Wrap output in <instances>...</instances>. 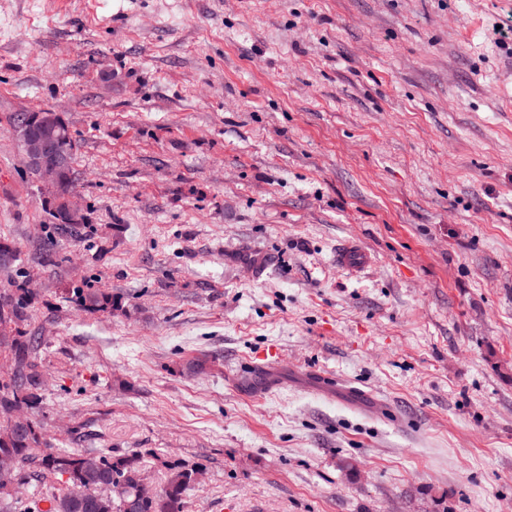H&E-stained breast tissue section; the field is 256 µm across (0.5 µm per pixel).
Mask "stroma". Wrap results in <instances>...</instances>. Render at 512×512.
I'll return each mask as SVG.
<instances>
[{
    "label": "stroma",
    "mask_w": 512,
    "mask_h": 512,
    "mask_svg": "<svg viewBox=\"0 0 512 512\" xmlns=\"http://www.w3.org/2000/svg\"><path fill=\"white\" fill-rule=\"evenodd\" d=\"M0 241L54 447L202 466L184 512H512V0H0ZM27 120L13 128L15 136L19 140L22 148L25 167L32 170L29 172L31 176L34 178L37 175L41 185L47 188V202L60 208L62 221L67 224H57L56 221H58L59 217L49 208L51 217L55 220V224L60 226L62 230L72 227V224L85 223V216L74 204L75 189L64 182L61 176L63 168L67 165H70L72 168L74 167L76 149L71 159L69 156L74 139L68 132V124L60 114L61 123L59 125L62 127L65 134L60 143V148L69 156L58 152L51 138L30 134L27 129ZM372 262V257L356 242L350 241L336 252V264L350 271H361ZM73 295L79 301L80 306L87 310L112 312L115 307V301L112 296L98 289L75 288L72 289Z\"/></svg>",
    "instance_id": "1"
}]
</instances>
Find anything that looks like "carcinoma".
<instances>
[{
  "instance_id": "carcinoma-1",
  "label": "carcinoma",
  "mask_w": 512,
  "mask_h": 512,
  "mask_svg": "<svg viewBox=\"0 0 512 512\" xmlns=\"http://www.w3.org/2000/svg\"><path fill=\"white\" fill-rule=\"evenodd\" d=\"M72 293L87 310L110 312L115 307L112 296L100 289L74 288ZM2 294L7 306H0V354L12 361L14 371L0 379V467H11L14 479L0 478V512H183L185 493L199 481L202 467L175 464L167 483L148 492L137 483L143 472L140 454L55 448L39 422L29 417L18 421L23 410L41 402L37 337L19 329L29 319L32 293L17 284L1 288ZM47 478L62 482L59 492L19 496V487L27 481Z\"/></svg>"
}]
</instances>
